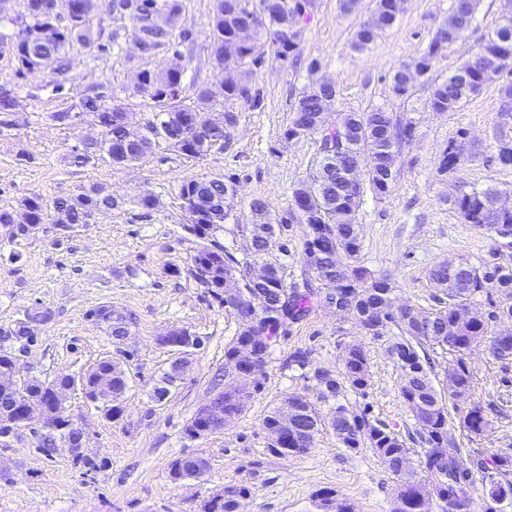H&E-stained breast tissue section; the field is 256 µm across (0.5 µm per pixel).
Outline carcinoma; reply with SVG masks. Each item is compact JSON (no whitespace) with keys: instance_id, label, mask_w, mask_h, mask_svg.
<instances>
[{"instance_id":"1","label":"carcinoma","mask_w":512,"mask_h":512,"mask_svg":"<svg viewBox=\"0 0 512 512\" xmlns=\"http://www.w3.org/2000/svg\"><path fill=\"white\" fill-rule=\"evenodd\" d=\"M49 0H28L27 14L22 18V37L14 45L19 67L17 74L34 71V55L45 52L60 58L65 46L77 38L91 42L90 29L77 30L76 22L68 20L61 25L57 18L48 14ZM104 5L94 0H74L90 10L104 8L108 13L119 12L133 21L141 33L144 52L175 45L174 19L181 12L180 0H103ZM238 0H216V7L209 24L207 38L211 42L213 55L220 58L224 50V40L243 24L258 21L261 5H256L247 14L236 8ZM480 0H453L450 12L440 27L433 33L423 54L410 63L396 68L392 75V89L397 95H405L412 83L426 75L433 62L444 55L454 44L462 40L472 28ZM339 8L344 15L359 14L367 10L368 15L359 22L353 33L352 46L364 50L375 42L396 20L399 12L393 0H370L369 5L362 0H339ZM268 30H258L254 41L240 47L241 64L256 65L264 55V38ZM252 74L249 69H239L224 77L221 92L211 88L195 90L197 105L191 108L183 105L184 86L182 70H168L161 75L148 70L141 72L138 92L150 96L156 103L152 118L141 123L138 142L128 140L127 132L134 113L124 108H112L105 103L99 93H81L75 104L78 112L89 115L105 130L104 139L73 155V164L84 167L99 160H109L113 165H129L142 161L158 140H163L188 158H199L208 154L202 140L220 144L230 139L228 130H214L205 127L204 110L217 95L224 99H250L246 86ZM499 81L502 83L500 112L512 113V15H504L498 25L479 43L465 67H458L441 83L431 86V108L435 112H450L464 100L477 94L485 85ZM336 98V87L332 83H316L307 94L298 100L294 117L285 131L286 137L312 135L321 121V110L325 101ZM16 110V101L7 91L0 92V126L12 125L9 116ZM340 122L360 130L359 137L343 148L347 157L361 164L368 171V184L377 194L389 191L392 181L386 179L389 158L399 154L402 143L412 137V126L394 121L386 111L377 108L369 112H349L340 117ZM497 153L495 160L503 167L512 166V136L502 130L495 132ZM317 148L307 176L292 188V203L281 214L273 212L269 202L256 197L249 202L253 217L251 249L265 252L277 247L281 253L288 252V244L277 241V227L282 224H307L314 233L307 234L303 242L302 256L318 251L323 268L333 270L336 276L335 292H327L324 305L333 304L342 308L339 316L350 318L359 325L370 323L374 328L369 333L376 335L388 324H395L401 339L391 347L392 357L401 370L400 395L408 405L417 423L430 419L433 427L422 431L423 443L428 447L425 455L427 473L426 486L442 502V512H470V488L474 483L472 459L463 455L461 449L448 446V409L445 399L435 388L421 362L419 349L425 347L446 348L458 354L452 385L448 386V396L467 404L459 425L469 434L481 436L488 427V419L480 402L472 400L474 371L466 362L467 349L444 339L448 335V323L461 314L473 315V324L466 328L465 335L472 337L477 344L487 341L488 349L494 358L511 361L512 351L499 353L494 346V337L489 335V321L512 320V265L509 263H484L474 266L468 261L452 265L434 266L429 272V280L436 290L447 296L448 306L435 311L410 308L395 311L392 309L394 283L386 277L375 278L364 267L356 264L361 248L360 226L357 224V211L364 189L346 186L344 170L336 167V158L329 153L337 150L339 143L332 139L316 140ZM236 191V181L231 176H212L190 180L178 188V198L182 201L196 197L200 205L196 217L186 220L184 228L199 240L192 263L195 277L210 288H219L220 281L231 282L239 289L240 297L224 306L234 310L238 328L232 342L224 351V369L230 372V361L238 346L252 335L256 327L266 330L272 340H277L280 330L290 322L304 318L312 308L315 292L307 288L301 290L288 286L284 266L270 263V275L264 282L251 280L248 266L213 240V235L228 220L224 213V196ZM495 192L493 188L476 189L461 183L458 193L450 199V205L460 215L464 223L478 228L488 224L512 225V209L491 213L487 210V199ZM112 197L98 185L81 188L78 193L55 199L47 204L35 194L22 202V214L27 223L41 224L48 209L65 216L69 224H83L86 218L96 212L112 210ZM497 288L506 297V302L496 310L484 313L473 306L472 297L485 288ZM259 296L262 306L253 311L246 305L249 297ZM323 386L322 397H337L342 392L343 383H349L355 391H362L368 382V358L360 345H352L345 351L342 372L317 373ZM250 398V392L224 395V411L239 415ZM288 399L296 403L301 417L314 432L303 438L293 434L284 436L276 455L305 454L314 447L322 426L329 425L344 447L355 449L362 439H367L376 455L395 476L402 461L408 459V448L387 428L373 425L364 417L351 415L339 405L329 417L321 418L315 404L307 397L291 394ZM496 474L484 476L488 482L486 492L490 499L501 505L512 500V481L507 475L512 473V455H493ZM221 501L208 503V512H236L234 497L248 493L245 485H234L225 490ZM392 512H428L427 506L417 494L399 495Z\"/></svg>"}]
</instances>
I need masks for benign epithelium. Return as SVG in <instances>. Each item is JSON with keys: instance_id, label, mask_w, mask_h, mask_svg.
<instances>
[{"instance_id": "7a95c632", "label": "benign epithelium", "mask_w": 512, "mask_h": 512, "mask_svg": "<svg viewBox=\"0 0 512 512\" xmlns=\"http://www.w3.org/2000/svg\"><path fill=\"white\" fill-rule=\"evenodd\" d=\"M260 17L268 23L273 31L269 46L277 48L281 39L301 40V28L296 15L286 10L283 0H266L265 9ZM270 340L266 336H251L239 346L233 369L237 382L248 384L266 365V351ZM159 344L175 351L177 358L172 364V371L178 375L187 364L186 355L190 350L199 348L198 337L185 331H172L159 337ZM121 369L112 365L111 370L100 372L87 389L86 398L92 403L111 405L107 416H112V408L120 406L121 399L113 387L112 373ZM82 377H64L56 382L45 383L38 379L25 380L19 377L15 361L0 366V437H8L15 429L25 426L33 419H38L43 426L53 429L60 423V413L67 392L83 387ZM197 425L192 437L204 439L224 430L228 415L224 413V392L212 395L196 413ZM179 474L201 478L207 473V464L198 455L184 456L175 464Z\"/></svg>"}]
</instances>
